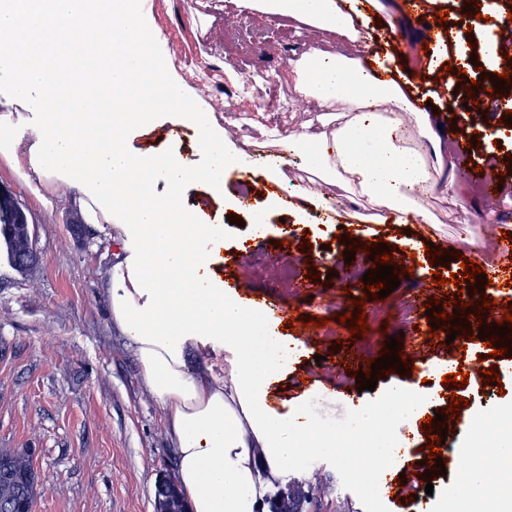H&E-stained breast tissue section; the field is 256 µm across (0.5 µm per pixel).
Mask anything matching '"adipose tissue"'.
<instances>
[{
    "instance_id": "obj_1",
    "label": "adipose tissue",
    "mask_w": 512,
    "mask_h": 512,
    "mask_svg": "<svg viewBox=\"0 0 512 512\" xmlns=\"http://www.w3.org/2000/svg\"><path fill=\"white\" fill-rule=\"evenodd\" d=\"M347 0H239L254 16L285 15L312 32L291 68L294 96L314 101L317 123L283 138L289 154L308 155L318 178L347 199L380 208L379 223H433L424 205L431 173L413 149L441 140L418 110L391 57L363 68L371 9ZM161 38L134 0H0V76L12 106L0 114V158L25 160L38 180L76 187L90 224L109 225L118 244L106 273L113 324L125 335L142 379L177 442L178 482L192 512H258L263 484L302 454L337 455L335 434H313L306 415L267 404L273 376L293 362L286 349L273 367L261 359L273 344L267 321L226 292L212 264L224 227L197 223L180 209L183 183L224 194V167L236 162L224 132L209 125L182 83L165 68ZM144 100L143 108L101 111L100 86ZM60 101L47 109L48 98ZM157 113L198 132L212 157L206 169L163 154L141 156L125 132ZM27 124L29 145L9 135ZM166 190L157 193V179ZM196 353L226 357L223 375L191 370Z\"/></svg>"
}]
</instances>
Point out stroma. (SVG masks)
<instances>
[{
	"label": "stroma",
	"mask_w": 512,
	"mask_h": 512,
	"mask_svg": "<svg viewBox=\"0 0 512 512\" xmlns=\"http://www.w3.org/2000/svg\"><path fill=\"white\" fill-rule=\"evenodd\" d=\"M382 2L383 24L375 32L386 40L387 52L406 73L408 90L419 104H431L445 128L467 126L473 162L485 161L490 148L501 158L512 154V126L503 122L506 111H512V97L487 92L490 70L484 66L489 53H495L502 20L512 13V0H473L475 10L487 18L484 28L470 29L467 16L458 15L439 41L428 44L419 36L397 39L399 0ZM145 10L164 37L162 54L170 72L254 171L265 167L259 153L264 129L285 136L316 116L313 103L284 94L292 64L307 50L306 28L282 16L259 19L241 13L235 0H150ZM470 52L477 62L470 73L447 70L449 59ZM229 65L246 82H256L277 111L257 112L252 92L225 77ZM471 80L484 90L493 109L490 118L465 108V84ZM125 139L136 151L156 150L200 168L211 162L193 128L169 120H158L147 135L129 131ZM286 165L289 180L278 181L276 193L252 199L264 212L263 236H254L243 224L239 168L225 169L223 198L207 200L205 186L188 181L179 190V202L190 209L207 200L199 221L224 227L215 269L225 289L245 301L263 296L271 333L300 345L297 359L270 385L268 403L276 411L301 409L334 431L395 389L424 399L423 412L432 416L436 408L427 402L428 388L441 383L449 361L460 358L496 368L498 380L472 379L464 387H450V394L468 401L456 417L429 429L419 420L403 426L410 456L404 478L421 489L433 484L426 502L436 507L458 478L460 464L458 455L449 454L444 473L420 474L422 461L429 458V431L448 432L456 448L466 447L486 408L512 414V367L497 362L485 346L449 339L443 329L422 341L412 370L378 374L375 390H359L355 374L384 357L389 339L407 349L400 328L384 324L382 312L389 306L414 303L419 295L438 301L446 312L456 296L467 302L485 296L512 301V288L504 287L500 271L485 260L498 249L495 239L505 228L504 215H512V167L504 169L494 207H487L480 187L462 172L456 193H449L448 173L438 170L427 199L436 223L371 224L370 208L351 202L339 206L334 217L312 207L298 194L313 177L306 157L287 158ZM0 191L26 211L39 254L38 265L21 273L0 249V448L33 449L42 483L33 512H155L159 477L178 472L177 445L125 336L111 321L105 277L114 245L91 225H84L83 235L74 234L73 224H84L73 205L76 189L36 185L0 159ZM350 237L357 244L351 260L345 257ZM476 237L487 240L477 260L484 276L450 283L451 274L461 273L460 263L471 255ZM306 241L311 244L307 251L302 248ZM385 244L402 254L395 264L400 285L387 297L365 298L360 276ZM438 250L449 254V261H430L429 252ZM284 259L314 273L312 288L280 284L271 268ZM436 271L445 276V284H434ZM359 299L365 302L367 330L355 336L339 318L353 311ZM309 318L324 324L306 326ZM314 486L322 489L311 502L316 512H370L355 468L322 453L307 467L285 469L275 484L295 494Z\"/></svg>",
	"instance_id": "obj_1"
}]
</instances>
